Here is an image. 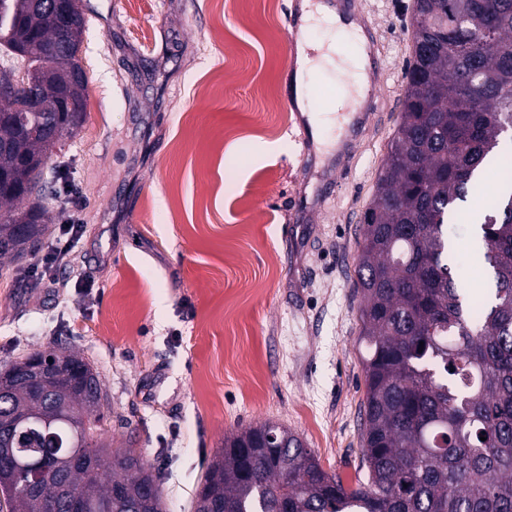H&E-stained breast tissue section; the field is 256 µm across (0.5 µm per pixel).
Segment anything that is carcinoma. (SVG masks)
Returning a JSON list of instances; mask_svg holds the SVG:
<instances>
[{"label":"carcinoma","mask_w":512,"mask_h":512,"mask_svg":"<svg viewBox=\"0 0 512 512\" xmlns=\"http://www.w3.org/2000/svg\"><path fill=\"white\" fill-rule=\"evenodd\" d=\"M36 0H0V264L34 252L47 212L41 170L86 120L88 82L77 78L86 19L81 0L60 30ZM418 28L405 71L401 122L363 217L357 269L365 375L354 488L324 470L303 440L267 421L224 438L194 512H512V0H415ZM501 172L473 228L485 280L472 288L451 261L448 221ZM46 373L36 371L44 356ZM109 411L97 369L63 346L0 368V418L32 421L17 447L45 449L59 479L29 488L21 467L0 466L9 512H166L151 464L102 438ZM485 440H480V437ZM88 465H71L75 441Z\"/></svg>","instance_id":"obj_1"}]
</instances>
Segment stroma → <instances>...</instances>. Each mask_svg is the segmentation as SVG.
Masks as SVG:
<instances>
[{"instance_id": "1", "label": "stroma", "mask_w": 512, "mask_h": 512, "mask_svg": "<svg viewBox=\"0 0 512 512\" xmlns=\"http://www.w3.org/2000/svg\"><path fill=\"white\" fill-rule=\"evenodd\" d=\"M81 5L87 117L53 161L68 198L40 204L50 233H82L54 272L65 290L32 276L41 253L0 266V364L54 342L90 360L106 437L158 470L166 512H193L225 436L268 420L355 485L361 218L400 122L414 0H353L379 57L370 114L354 133L323 124L338 145L306 161L290 0Z\"/></svg>"}]
</instances>
